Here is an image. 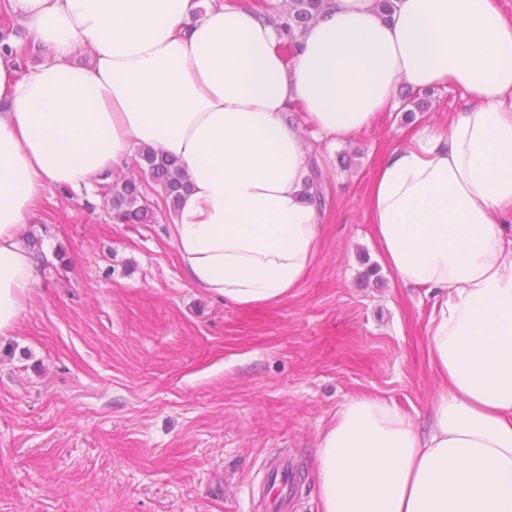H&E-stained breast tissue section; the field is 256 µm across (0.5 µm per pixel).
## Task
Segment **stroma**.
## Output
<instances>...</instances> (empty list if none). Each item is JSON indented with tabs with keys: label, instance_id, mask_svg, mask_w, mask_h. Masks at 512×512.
<instances>
[{
	"label": "stroma",
	"instance_id": "1",
	"mask_svg": "<svg viewBox=\"0 0 512 512\" xmlns=\"http://www.w3.org/2000/svg\"><path fill=\"white\" fill-rule=\"evenodd\" d=\"M458 104L435 89L413 120L400 105L339 144L304 125L322 244L267 304L190 285L167 216L122 224L101 192L50 189L27 228L39 279L0 338V512H267L283 453L294 512H320L317 437L343 403L424 422L432 300L381 263L365 193L381 153Z\"/></svg>",
	"mask_w": 512,
	"mask_h": 512
}]
</instances>
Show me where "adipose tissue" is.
Listing matches in <instances>:
<instances>
[{"label": "adipose tissue", "instance_id": "adipose-tissue-1", "mask_svg": "<svg viewBox=\"0 0 512 512\" xmlns=\"http://www.w3.org/2000/svg\"><path fill=\"white\" fill-rule=\"evenodd\" d=\"M44 53L0 55V335L36 283L21 242L45 193H81L151 146L190 188L170 240L188 282L240 305L306 276L321 239L306 195L299 106L350 139L401 84L449 87L447 128L422 126L366 191L386 268L433 298L426 354L439 379L419 430L359 397L320 432L322 512H512V13L501 0H326L291 56L241 0H0Z\"/></svg>", "mask_w": 512, "mask_h": 512}]
</instances>
